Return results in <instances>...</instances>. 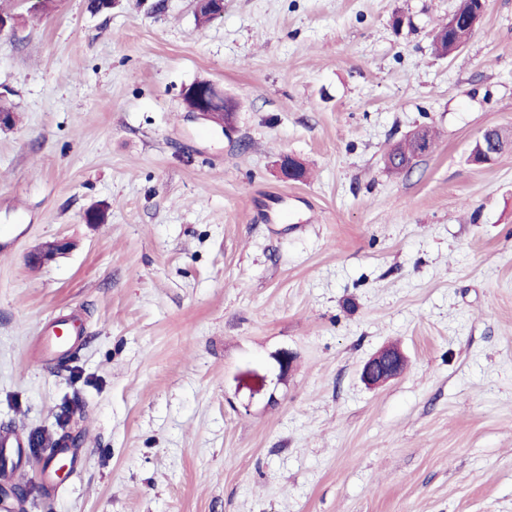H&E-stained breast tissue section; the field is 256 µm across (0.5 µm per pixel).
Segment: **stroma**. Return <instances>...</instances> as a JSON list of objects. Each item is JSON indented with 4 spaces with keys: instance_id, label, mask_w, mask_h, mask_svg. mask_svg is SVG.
Returning <instances> with one entry per match:
<instances>
[{
    "instance_id": "1",
    "label": "stroma",
    "mask_w": 512,
    "mask_h": 512,
    "mask_svg": "<svg viewBox=\"0 0 512 512\" xmlns=\"http://www.w3.org/2000/svg\"><path fill=\"white\" fill-rule=\"evenodd\" d=\"M11 3L0 439H82L62 481L8 458L15 512H512V150L469 160L512 131V0L449 56L458 0ZM197 80L230 131L188 113ZM386 347L404 369L368 386ZM217 97H224V112H212L211 104ZM183 98L187 99L188 111L203 118L211 119L224 124V131H229V117L235 112L237 105L224 96V91L214 83L204 86L190 88L187 86L183 90ZM475 143L477 149L473 153L472 159L478 164L492 163L506 148L512 147V139L510 143L505 142L498 128L485 129ZM476 157L479 159L478 162L475 161Z\"/></svg>"
}]
</instances>
